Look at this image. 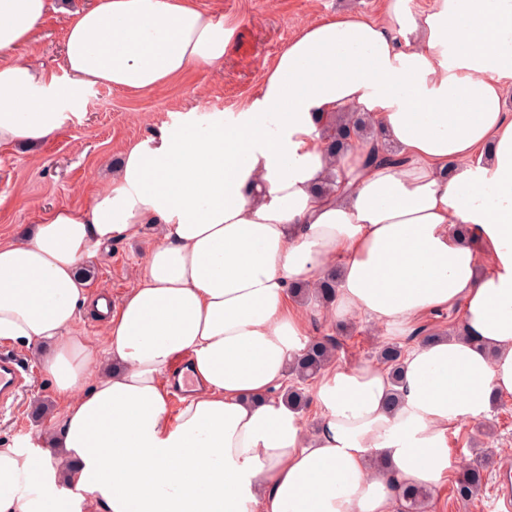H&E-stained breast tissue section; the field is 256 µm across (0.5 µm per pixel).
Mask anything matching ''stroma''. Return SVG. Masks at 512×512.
<instances>
[{"label":"stroma","instance_id":"obj_1","mask_svg":"<svg viewBox=\"0 0 512 512\" xmlns=\"http://www.w3.org/2000/svg\"><path fill=\"white\" fill-rule=\"evenodd\" d=\"M94 0H54V8L42 21L28 53L50 70H59L63 58L69 11L92 5ZM233 31L224 60L215 66H199L167 89L131 95L96 86L82 92L75 109L79 116L53 136L35 146L0 148V240L30 235L49 211L62 206H89L107 185L120 154L129 142L154 133L162 123L180 113L236 112L254 95L262 72L271 67L289 41L306 24L341 12L362 18L382 16L383 0H193ZM164 235L160 224H146L132 240L113 242L88 258L91 291L106 290L120 297L132 286L144 267L150 249ZM307 336H341V364L356 366L374 362L382 343L405 349L420 344L417 328L431 332L458 330L460 314L448 308L421 315L400 329L376 325L359 316L340 323L328 309L315 304L302 307ZM13 351L34 369L36 376L18 413L0 415V443L18 437H34L57 420L63 403L39 367L46 349L14 346ZM44 403L48 411L36 419L33 410ZM489 457L488 472L512 465V396L498 400L489 416L460 422L448 428V468L431 484L428 512H489L491 490L483 488L470 500L458 499L455 480L474 457L475 449Z\"/></svg>","mask_w":512,"mask_h":512}]
</instances>
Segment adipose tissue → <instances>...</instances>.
<instances>
[{"label":"adipose tissue","mask_w":512,"mask_h":512,"mask_svg":"<svg viewBox=\"0 0 512 512\" xmlns=\"http://www.w3.org/2000/svg\"><path fill=\"white\" fill-rule=\"evenodd\" d=\"M50 6L0 0L1 147L51 137L85 88L136 95L219 64L231 36L189 0H98L70 13L57 73L23 52ZM511 78L512 0L315 21L240 111L163 123L90 206L0 241V340L48 346L66 401L44 434L56 464L32 438L0 444V512H390L395 481L438 482L449 424L512 395ZM341 112L372 116L399 163L364 167L359 144L333 158L312 133ZM145 224L166 232L138 281L115 307L90 294L81 261ZM333 268L334 319L404 327L455 306L464 334L407 354L393 409L382 366H328L311 430L271 393L305 345L291 285ZM86 309L105 342L73 333ZM180 357L195 386L173 412ZM376 455L391 472L369 469Z\"/></svg>","instance_id":"1"}]
</instances>
